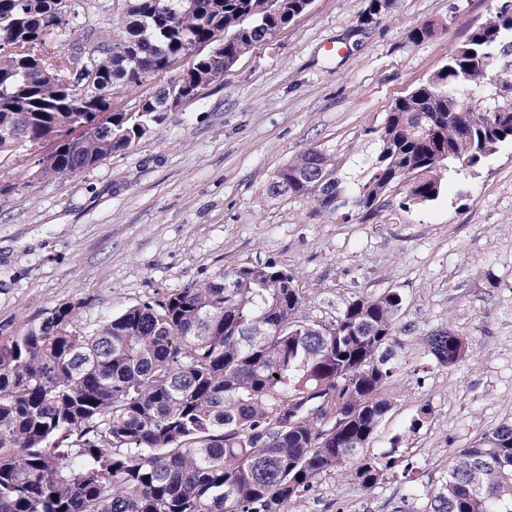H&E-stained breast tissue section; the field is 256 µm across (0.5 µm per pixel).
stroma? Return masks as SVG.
<instances>
[{"mask_svg":"<svg viewBox=\"0 0 512 512\" xmlns=\"http://www.w3.org/2000/svg\"><path fill=\"white\" fill-rule=\"evenodd\" d=\"M369 0H312L150 134L73 177L41 178L38 153L0 168V336L63 302L96 327L127 307L240 266L294 273L301 315L335 321L346 301L389 289L405 299L392 345V406L369 451L407 448L418 483H438L459 449L512 421V146L475 175L447 173L437 200L403 204L392 186L377 214L350 221L308 200L267 197L289 159L316 146L369 162L365 128L446 64L500 0H399L361 30ZM441 23L415 43L411 27ZM450 328L466 356L440 368L423 340ZM431 415L408 427L421 405ZM391 479L365 491L330 473L288 512H393Z\"/></svg>","mask_w":512,"mask_h":512,"instance_id":"1","label":"stroma"}]
</instances>
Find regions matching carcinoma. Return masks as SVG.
<instances>
[{
	"label": "carcinoma",
	"mask_w": 512,
	"mask_h": 512,
	"mask_svg": "<svg viewBox=\"0 0 512 512\" xmlns=\"http://www.w3.org/2000/svg\"><path fill=\"white\" fill-rule=\"evenodd\" d=\"M88 52L60 49L61 15L85 0H0V163L53 149L40 176L83 173L145 138L157 110L193 100L215 76L271 42L312 0H122ZM398 0H369L361 24ZM224 45L212 58L194 49ZM183 64L178 78L169 76ZM168 77L151 96L139 88ZM512 10L478 24L448 62L394 101L364 135L376 153L358 179L316 146L266 185L271 199L323 215L374 213L392 185L406 205L436 200L442 172H476L512 144ZM490 89L479 105L477 92ZM133 99L141 111L117 104ZM305 296L274 262L240 266L139 302L95 328L64 302L0 338V512H285L322 476L371 489L407 478L393 447L364 453L391 407L386 349L404 308L387 290L348 301L331 324L299 313ZM425 351L454 366L460 336L438 329ZM512 512V422L461 449L447 477L409 489L395 512Z\"/></svg>",
	"instance_id": "obj_1"
}]
</instances>
